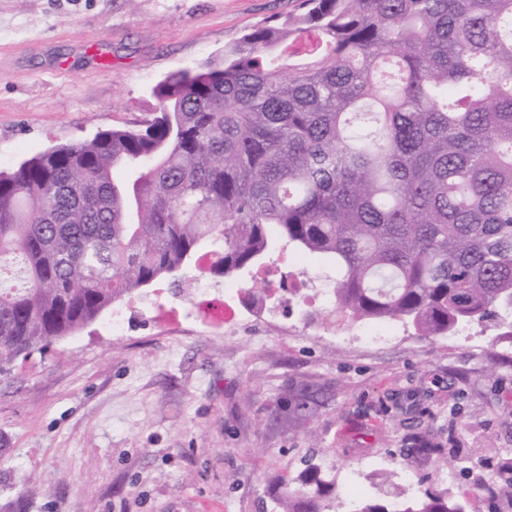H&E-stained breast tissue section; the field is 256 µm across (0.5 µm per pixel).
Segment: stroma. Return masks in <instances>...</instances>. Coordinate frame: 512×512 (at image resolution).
Segmentation results:
<instances>
[{
  "label": "stroma",
  "mask_w": 512,
  "mask_h": 512,
  "mask_svg": "<svg viewBox=\"0 0 512 512\" xmlns=\"http://www.w3.org/2000/svg\"><path fill=\"white\" fill-rule=\"evenodd\" d=\"M299 0H0V170L136 128L152 87L222 56ZM289 286L233 335L199 306L227 285L131 295L0 376V512H270L305 457L385 498L417 440L445 460L423 487L466 495L512 455V337L473 324L426 339L409 324L336 316L323 258L275 252ZM378 327L384 339L365 337ZM377 468H364L366 459Z\"/></svg>",
  "instance_id": "35a3bbf8"
}]
</instances>
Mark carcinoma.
Returning a JSON list of instances; mask_svg holds the SVG:
<instances>
[{"label": "carcinoma", "instance_id": "cac0c4a2", "mask_svg": "<svg viewBox=\"0 0 512 512\" xmlns=\"http://www.w3.org/2000/svg\"><path fill=\"white\" fill-rule=\"evenodd\" d=\"M138 128L0 170V367L164 278L239 277L292 247L336 269V312L420 335L512 336V0H300L152 90ZM273 512H327L308 463ZM512 478L346 512H485Z\"/></svg>", "mask_w": 512, "mask_h": 512}]
</instances>
